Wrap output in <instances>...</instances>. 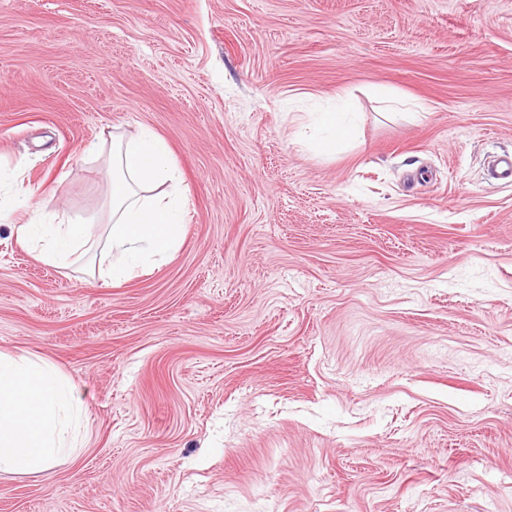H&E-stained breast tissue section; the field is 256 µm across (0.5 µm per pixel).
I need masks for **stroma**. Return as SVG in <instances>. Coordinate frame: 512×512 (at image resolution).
Masks as SVG:
<instances>
[{
	"label": "stroma",
	"instance_id": "1",
	"mask_svg": "<svg viewBox=\"0 0 512 512\" xmlns=\"http://www.w3.org/2000/svg\"><path fill=\"white\" fill-rule=\"evenodd\" d=\"M340 94L317 154L295 118ZM143 127L179 248L39 260L17 226L103 234L97 146ZM506 151L512 0H0V352L83 399L0 512H512ZM344 113L336 110L320 112L317 122L325 130L326 137L316 144L315 150L320 154H328L336 145V141H351L357 136V128L346 122Z\"/></svg>",
	"mask_w": 512,
	"mask_h": 512
}]
</instances>
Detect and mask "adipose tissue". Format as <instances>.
<instances>
[{
  "mask_svg": "<svg viewBox=\"0 0 512 512\" xmlns=\"http://www.w3.org/2000/svg\"><path fill=\"white\" fill-rule=\"evenodd\" d=\"M110 155L103 257L118 279L177 249L186 195L166 142L151 130L111 137ZM17 233L58 267L69 266L91 239L83 224H24ZM81 410L77 391L53 364L0 353V471L47 472L75 453Z\"/></svg>",
  "mask_w": 512,
  "mask_h": 512,
  "instance_id": "ef3b65f1",
  "label": "adipose tissue"
}]
</instances>
